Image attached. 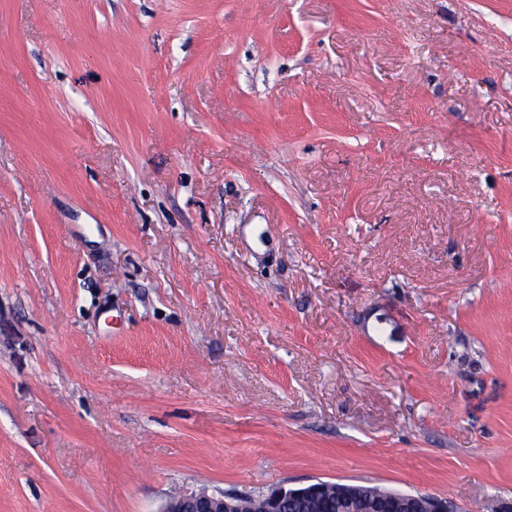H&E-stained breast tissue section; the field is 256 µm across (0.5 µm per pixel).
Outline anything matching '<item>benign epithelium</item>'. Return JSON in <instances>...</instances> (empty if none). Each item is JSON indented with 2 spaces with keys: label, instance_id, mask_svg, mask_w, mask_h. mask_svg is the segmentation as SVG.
<instances>
[{
  "label": "benign epithelium",
  "instance_id": "7a95c632",
  "mask_svg": "<svg viewBox=\"0 0 512 512\" xmlns=\"http://www.w3.org/2000/svg\"><path fill=\"white\" fill-rule=\"evenodd\" d=\"M326 486L327 482L315 479L302 487L282 485L257 496L207 489L179 491L166 499L159 512H283L290 501L321 498ZM385 495L382 509L360 495H350L345 500V512H461L456 505L448 508V499L433 495L397 490H389Z\"/></svg>",
  "mask_w": 512,
  "mask_h": 512
}]
</instances>
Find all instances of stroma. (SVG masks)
<instances>
[{
	"instance_id": "stroma-1",
	"label": "stroma",
	"mask_w": 512,
	"mask_h": 512,
	"mask_svg": "<svg viewBox=\"0 0 512 512\" xmlns=\"http://www.w3.org/2000/svg\"><path fill=\"white\" fill-rule=\"evenodd\" d=\"M315 478L512 503V0H0V512Z\"/></svg>"
}]
</instances>
